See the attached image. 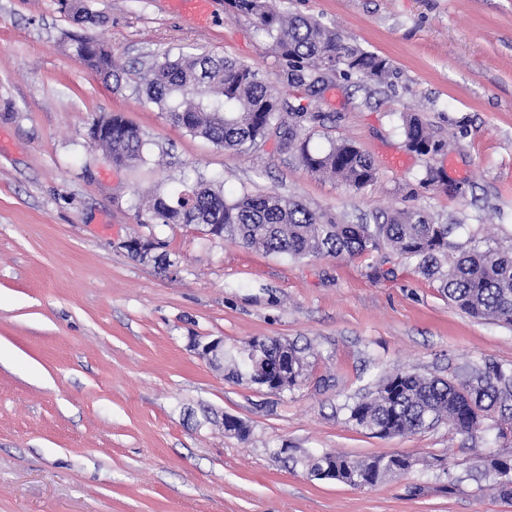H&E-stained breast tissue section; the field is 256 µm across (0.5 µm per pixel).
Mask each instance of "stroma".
<instances>
[{"label": "stroma", "instance_id": "stroma-1", "mask_svg": "<svg viewBox=\"0 0 512 512\" xmlns=\"http://www.w3.org/2000/svg\"><path fill=\"white\" fill-rule=\"evenodd\" d=\"M201 25L176 0H93L97 31L126 72L103 84L71 49L81 29L59 0H0V512H512L476 470L502 453L494 431L447 424L379 438L348 404L386 375L458 381L512 364V328L461 312L396 251L289 259L181 224L142 223L138 195L200 173L241 191L295 196L344 224L420 207L463 249L512 245V0H285L391 60L380 84L331 77L309 147L347 138L377 167L354 192L309 173L274 139L230 152L172 124L142 78L176 47L212 51L283 85L284 65L250 19L210 0ZM119 112L151 142L149 164L115 167L89 146ZM415 114L448 141L404 146ZM458 193L426 187L427 168ZM159 241L169 263L124 240ZM281 337L307 363L273 393L237 376L254 338ZM224 341L215 369L193 350ZM244 421L247 439L211 416ZM400 453L412 468L373 487L310 475L306 458Z\"/></svg>", "mask_w": 512, "mask_h": 512}]
</instances>
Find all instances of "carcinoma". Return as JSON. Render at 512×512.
<instances>
[{"instance_id":"carcinoma-1","label":"carcinoma","mask_w":512,"mask_h":512,"mask_svg":"<svg viewBox=\"0 0 512 512\" xmlns=\"http://www.w3.org/2000/svg\"><path fill=\"white\" fill-rule=\"evenodd\" d=\"M62 9L85 33L74 39L75 56L104 82L120 81L110 51L91 31L106 22L90 0H60ZM227 9L247 16L271 41L285 62L283 78L302 99L321 93L330 76L339 73L381 83L392 72L389 59L348 42L338 31L300 15L286 14L276 0H225ZM149 102L161 107L169 120L194 136L226 151L241 152L275 131L276 149L295 153L306 170L360 191L373 183L377 168L353 142H330L322 152L309 149L301 137L305 126L324 115L310 104H292L279 96L255 67L213 52L179 50L164 56L144 76ZM406 148L419 153L430 144L434 154L446 143L429 133L420 119L403 115ZM93 148H101L114 166L145 164L149 139L122 114H101L89 127ZM138 214L158 224L205 226L219 224L223 233L244 246L293 259L362 255L382 245L398 252L416 272L437 282L440 293L468 314L512 326V247L475 245L448 255L450 224H438L422 208L396 210L375 224H339L311 210L302 201L278 193L247 191L224 196V184L203 176L166 194L158 191L139 200ZM261 362L255 366L244 353L245 374L262 384L279 373L286 390L294 388L306 370L300 351L269 339L260 344ZM512 410V366L489 364L474 368L453 382L398 372L384 377L374 392L349 407V421L381 438L412 434L448 421L465 440L490 428L497 412ZM310 472L326 473L349 486H375L386 477L412 467L403 454L360 460L331 453L312 456ZM480 474L492 479L498 496L512 500V452L482 460Z\"/></svg>"}]
</instances>
